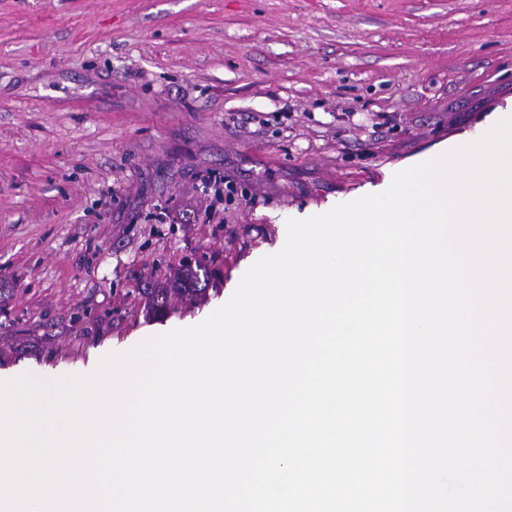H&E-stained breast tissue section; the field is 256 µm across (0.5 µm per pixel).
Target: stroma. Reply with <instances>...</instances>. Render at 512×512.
Masks as SVG:
<instances>
[{
	"mask_svg": "<svg viewBox=\"0 0 512 512\" xmlns=\"http://www.w3.org/2000/svg\"><path fill=\"white\" fill-rule=\"evenodd\" d=\"M507 116L512 0H0V377L200 323L288 219ZM197 273L190 264L185 265V269L180 278L177 288H161L157 292H152L151 311L156 314L161 312L167 305L168 291H174L180 295H192L198 288H193L197 284ZM159 298L161 302H159Z\"/></svg>",
	"mask_w": 512,
	"mask_h": 512,
	"instance_id": "1",
	"label": "stroma"
}]
</instances>
